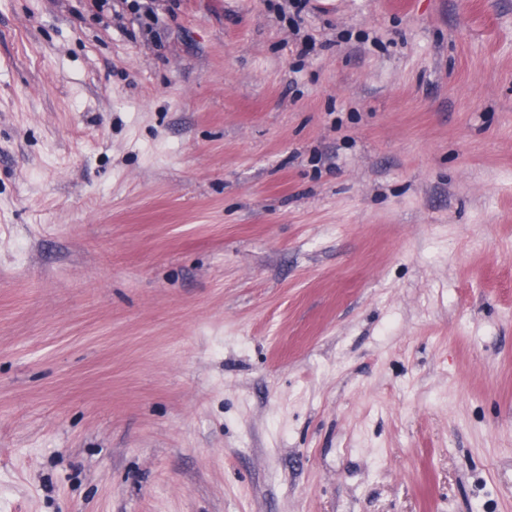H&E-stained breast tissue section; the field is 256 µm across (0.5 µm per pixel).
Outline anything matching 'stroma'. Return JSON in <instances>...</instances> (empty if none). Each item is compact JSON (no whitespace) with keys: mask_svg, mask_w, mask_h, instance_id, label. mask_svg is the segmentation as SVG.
<instances>
[{"mask_svg":"<svg viewBox=\"0 0 512 512\" xmlns=\"http://www.w3.org/2000/svg\"><path fill=\"white\" fill-rule=\"evenodd\" d=\"M0 0V512H512V0Z\"/></svg>","mask_w":512,"mask_h":512,"instance_id":"1","label":"stroma"}]
</instances>
